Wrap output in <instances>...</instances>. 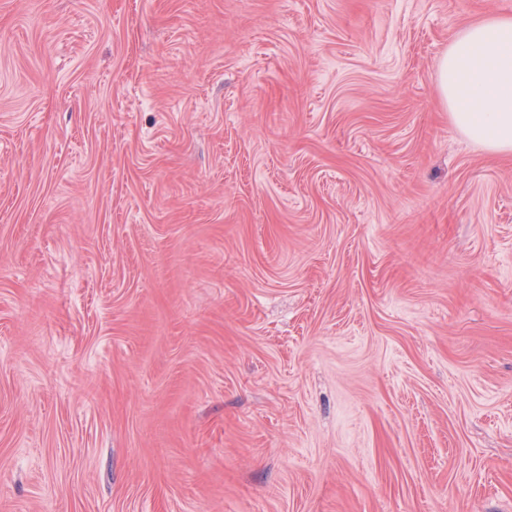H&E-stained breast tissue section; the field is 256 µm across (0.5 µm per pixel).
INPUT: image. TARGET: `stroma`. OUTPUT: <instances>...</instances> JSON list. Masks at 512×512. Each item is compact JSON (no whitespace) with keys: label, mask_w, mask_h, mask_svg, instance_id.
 Instances as JSON below:
<instances>
[{"label":"stroma","mask_w":512,"mask_h":512,"mask_svg":"<svg viewBox=\"0 0 512 512\" xmlns=\"http://www.w3.org/2000/svg\"><path fill=\"white\" fill-rule=\"evenodd\" d=\"M493 15L0 0V512H512ZM457 128L494 152H512V17L458 31L436 64Z\"/></svg>","instance_id":"1"}]
</instances>
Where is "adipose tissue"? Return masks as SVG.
I'll list each match as a JSON object with an SVG mask.
<instances>
[{
  "mask_svg": "<svg viewBox=\"0 0 512 512\" xmlns=\"http://www.w3.org/2000/svg\"><path fill=\"white\" fill-rule=\"evenodd\" d=\"M457 128L494 152H512V17L458 31L436 64Z\"/></svg>",
  "mask_w": 512,
  "mask_h": 512,
  "instance_id": "ef3b65f1",
  "label": "adipose tissue"
}]
</instances>
